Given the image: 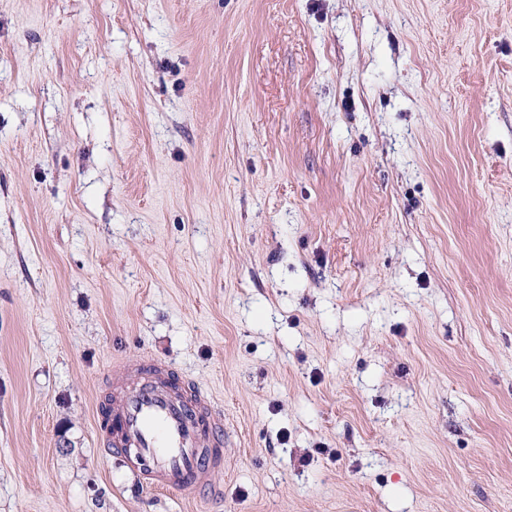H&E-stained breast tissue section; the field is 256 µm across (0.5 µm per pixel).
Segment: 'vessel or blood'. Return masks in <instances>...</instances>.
<instances>
[{"label":"vessel or blood","instance_id":"b4317fda","mask_svg":"<svg viewBox=\"0 0 512 512\" xmlns=\"http://www.w3.org/2000/svg\"><path fill=\"white\" fill-rule=\"evenodd\" d=\"M114 396L97 405L107 453L144 485L197 499L224 466V415L167 362L113 366Z\"/></svg>","mask_w":512,"mask_h":512}]
</instances>
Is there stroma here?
I'll use <instances>...</instances> for the list:
<instances>
[{"label":"stroma","mask_w":512,"mask_h":512,"mask_svg":"<svg viewBox=\"0 0 512 512\" xmlns=\"http://www.w3.org/2000/svg\"><path fill=\"white\" fill-rule=\"evenodd\" d=\"M143 357L222 499L105 452ZM0 512H512V0H0Z\"/></svg>","instance_id":"1"}]
</instances>
